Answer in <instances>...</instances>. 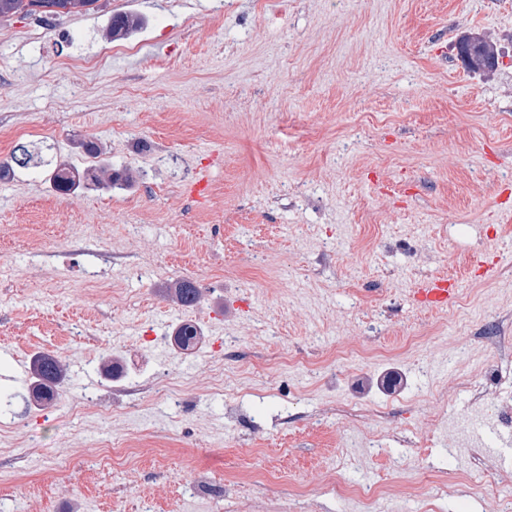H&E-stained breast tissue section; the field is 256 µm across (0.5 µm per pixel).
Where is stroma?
Returning a JSON list of instances; mask_svg holds the SVG:
<instances>
[{"label":"stroma","mask_w":512,"mask_h":512,"mask_svg":"<svg viewBox=\"0 0 512 512\" xmlns=\"http://www.w3.org/2000/svg\"><path fill=\"white\" fill-rule=\"evenodd\" d=\"M117 12L134 51L112 47ZM39 21L0 19V163L48 147L0 176V368L45 351L66 378L43 402L0 382V512H497L425 478L512 493V449L469 437L486 407L449 397L512 340V0H99ZM474 32L501 49L493 78L456 56ZM59 163L84 187L57 192ZM443 275L456 300L421 302ZM159 378L180 402L150 398ZM110 441L131 450L114 472Z\"/></svg>","instance_id":"1"}]
</instances>
